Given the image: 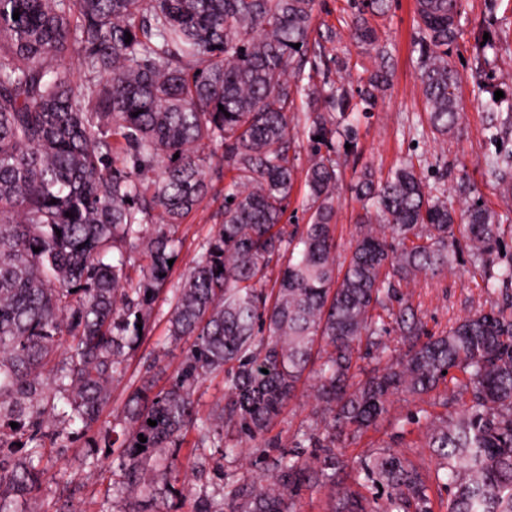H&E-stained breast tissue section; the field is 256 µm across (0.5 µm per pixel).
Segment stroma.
<instances>
[{"mask_svg":"<svg viewBox=\"0 0 512 512\" xmlns=\"http://www.w3.org/2000/svg\"><path fill=\"white\" fill-rule=\"evenodd\" d=\"M357 0H316L314 29L341 32L340 41L324 45V59L330 80L349 89L363 86L377 66L371 47L351 40L348 32L358 11ZM414 0H390L384 15L369 17L368 23L386 44L392 69L375 108L354 126L353 144L341 160V180L336 198V254L345 258L355 236L360 204L354 185L361 169L371 168L375 179H383L396 166L412 162L431 187L445 191L449 203L461 210L483 203L495 211L501 222L505 256H512V174L494 171L488 158L512 154V117L487 112L490 92L503 91L512 98V0H462L461 32L450 47L448 62L461 76L459 102L462 119L458 129L442 136L433 133L422 96L421 51ZM224 219V192L216 190L185 223L176 236L181 241L178 258L169 282L177 287L185 270L199 253V246ZM402 291L408 296L426 329L440 333L458 318L478 306L503 304L504 290L487 292L482 277L468 255H459L447 273L421 275ZM312 378H305L299 391L285 405L279 418L265 435L282 448L294 447L300 425L314 417ZM456 406L443 405L438 392L419 398L394 395L390 420L360 438H348L345 454L358 457L392 447L411 464L428 474V495L432 512H447L448 492L434 478L438 468L433 449L425 445V427L433 419L455 414ZM194 435H187L174 463L177 480L174 492L164 494L161 512H192L191 494L202 484L246 471L263 475L264 462L249 456L222 457L215 449L194 447ZM86 445L47 453L43 491L30 498L27 512H99L104 500L121 485L120 472L88 470L83 460L90 455Z\"/></svg>","mask_w":512,"mask_h":512,"instance_id":"1","label":"stroma"}]
</instances>
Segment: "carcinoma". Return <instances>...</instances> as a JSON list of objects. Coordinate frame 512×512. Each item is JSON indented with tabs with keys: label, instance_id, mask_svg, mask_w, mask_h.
Here are the masks:
<instances>
[{
	"label": "carcinoma",
	"instance_id": "obj_1",
	"mask_svg": "<svg viewBox=\"0 0 512 512\" xmlns=\"http://www.w3.org/2000/svg\"><path fill=\"white\" fill-rule=\"evenodd\" d=\"M314 12L315 0H0V512H25L45 449L85 436L110 449L126 492L154 497L172 486L165 461L190 431L197 448L232 456L235 437L273 466L267 479L199 489L194 512H295L318 486L334 488L331 512H432L427 477L406 458L386 448L351 462L342 437L385 420L393 395L448 378L445 405L470 395L428 427L448 512H512V312L481 307L431 335L397 289L462 250L486 287L512 288L498 214L456 213L411 163L383 180L367 170L354 244L337 262L340 144L387 83L390 56L376 48L355 93L317 83ZM460 14V0H416L422 92L442 135L461 119L448 64ZM298 97L303 167L289 125ZM227 174L224 221L168 298L167 336L187 343L175 375L157 384L152 350L120 415L97 426L150 334L175 228ZM298 184L310 216L288 226ZM392 330L399 350L384 341ZM363 345L383 365L358 380ZM316 360L315 420L297 440L320 450L309 460L262 436ZM220 374L224 400L202 415L197 394Z\"/></svg>",
	"mask_w": 512,
	"mask_h": 512
}]
</instances>
